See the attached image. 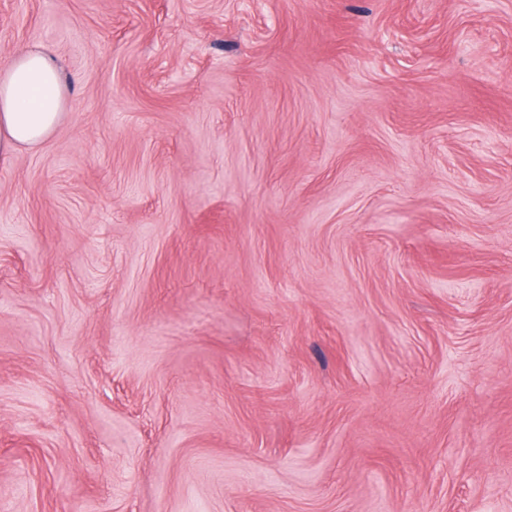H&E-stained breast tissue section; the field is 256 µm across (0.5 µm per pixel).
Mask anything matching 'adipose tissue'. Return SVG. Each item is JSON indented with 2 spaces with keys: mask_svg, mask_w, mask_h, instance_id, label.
<instances>
[{
  "mask_svg": "<svg viewBox=\"0 0 512 512\" xmlns=\"http://www.w3.org/2000/svg\"><path fill=\"white\" fill-rule=\"evenodd\" d=\"M68 83L54 57L24 47L0 63V156L33 150L66 117Z\"/></svg>",
  "mask_w": 512,
  "mask_h": 512,
  "instance_id": "adipose-tissue-1",
  "label": "adipose tissue"
}]
</instances>
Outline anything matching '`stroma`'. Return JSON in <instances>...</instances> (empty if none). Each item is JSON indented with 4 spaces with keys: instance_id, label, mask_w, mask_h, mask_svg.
I'll return each instance as SVG.
<instances>
[{
    "instance_id": "35a3bbf8",
    "label": "stroma",
    "mask_w": 512,
    "mask_h": 512,
    "mask_svg": "<svg viewBox=\"0 0 512 512\" xmlns=\"http://www.w3.org/2000/svg\"><path fill=\"white\" fill-rule=\"evenodd\" d=\"M33 44L0 512H512V0H0ZM68 83L45 49L24 47L0 63V156L34 150L66 117Z\"/></svg>"
}]
</instances>
